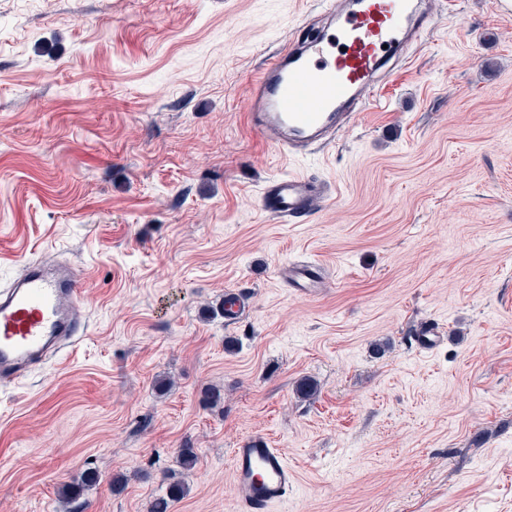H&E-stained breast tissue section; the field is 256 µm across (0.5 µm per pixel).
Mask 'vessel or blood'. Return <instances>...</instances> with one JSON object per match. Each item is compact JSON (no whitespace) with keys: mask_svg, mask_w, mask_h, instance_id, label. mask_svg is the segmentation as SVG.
Wrapping results in <instances>:
<instances>
[{"mask_svg":"<svg viewBox=\"0 0 512 512\" xmlns=\"http://www.w3.org/2000/svg\"><path fill=\"white\" fill-rule=\"evenodd\" d=\"M323 0L329 27L292 35L247 91L251 129L285 155L296 157L330 140L359 112L376 103L382 75L405 60L402 48L418 43L446 0ZM320 181L301 175L267 182L262 209L276 219H297L324 198ZM279 277L290 292L309 299L326 286L323 268L293 260ZM82 286L72 266L42 260L0 287V386L19 381L50 354L60 351L82 327ZM233 488L242 512H271L287 500L297 475L283 453L263 436L233 449Z\"/></svg>","mask_w":512,"mask_h":512,"instance_id":"b4317fda","label":"vessel or blood"}]
</instances>
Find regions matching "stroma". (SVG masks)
Instances as JSON below:
<instances>
[{
    "label": "stroma",
    "mask_w": 512,
    "mask_h": 512,
    "mask_svg": "<svg viewBox=\"0 0 512 512\" xmlns=\"http://www.w3.org/2000/svg\"><path fill=\"white\" fill-rule=\"evenodd\" d=\"M322 21L320 0H0V285L64 261L86 302L74 345L0 389V512H148L174 483L169 512H238L253 434L297 473L272 512H512V16L449 0L383 107L289 158L247 88ZM293 174L332 193L282 224L258 199ZM297 258L325 265L318 297L281 283ZM228 291L251 303L231 324Z\"/></svg>",
    "instance_id": "stroma-1"
}]
</instances>
